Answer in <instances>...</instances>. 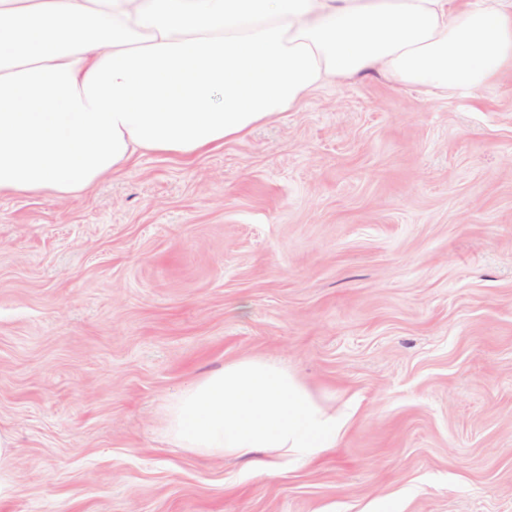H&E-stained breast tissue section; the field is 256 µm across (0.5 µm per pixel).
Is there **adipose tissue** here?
Returning a JSON list of instances; mask_svg holds the SVG:
<instances>
[{"instance_id":"1","label":"adipose tissue","mask_w":512,"mask_h":512,"mask_svg":"<svg viewBox=\"0 0 512 512\" xmlns=\"http://www.w3.org/2000/svg\"><path fill=\"white\" fill-rule=\"evenodd\" d=\"M367 70L470 95L512 74V0H0V196L75 198L138 156L192 159ZM182 447L270 473L349 417L242 358L168 407Z\"/></svg>"}]
</instances>
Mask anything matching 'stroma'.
I'll list each match as a JSON object with an SVG mask.
<instances>
[{
    "instance_id": "obj_1",
    "label": "stroma",
    "mask_w": 512,
    "mask_h": 512,
    "mask_svg": "<svg viewBox=\"0 0 512 512\" xmlns=\"http://www.w3.org/2000/svg\"><path fill=\"white\" fill-rule=\"evenodd\" d=\"M352 418L251 475L166 404L233 360ZM0 512H512V79L375 71L77 198H0ZM15 448L0 435V502H8L19 493V487L14 479L13 459Z\"/></svg>"
}]
</instances>
